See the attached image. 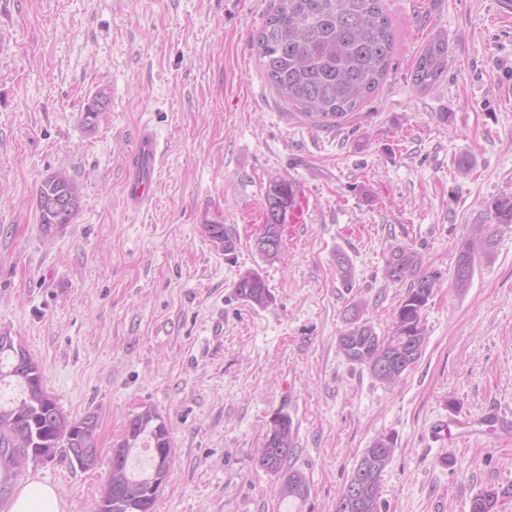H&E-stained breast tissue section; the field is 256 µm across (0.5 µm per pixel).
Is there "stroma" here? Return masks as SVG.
I'll list each match as a JSON object with an SVG mask.
<instances>
[{"label": "stroma", "mask_w": 512, "mask_h": 512, "mask_svg": "<svg viewBox=\"0 0 512 512\" xmlns=\"http://www.w3.org/2000/svg\"><path fill=\"white\" fill-rule=\"evenodd\" d=\"M277 4L0 0V330L40 364L65 414L99 420L95 469L59 452L15 481L54 486L64 512H95L112 448L145 407L174 441L155 512H293L257 465L279 412L294 423L290 464L310 482L303 512H334L380 434L397 442L387 512H469L480 491L512 484V443L429 434L456 414L512 424V231L467 287L454 285L470 224L512 194V17L501 0H383L396 42L381 86L323 127L288 107L260 64L253 40ZM439 33L448 69L422 92L415 62ZM145 127L161 166L153 204L133 211L124 166ZM461 156L473 161L465 175ZM59 169L82 209L48 241L37 189ZM275 177L294 181L308 209L270 264L253 243ZM204 213L232 229L234 254L207 236ZM395 244L442 280L420 359L385 386L344 358L337 336L355 302L389 331L408 288L383 273ZM248 270L269 286L265 307L235 294Z\"/></svg>", "instance_id": "1"}]
</instances>
